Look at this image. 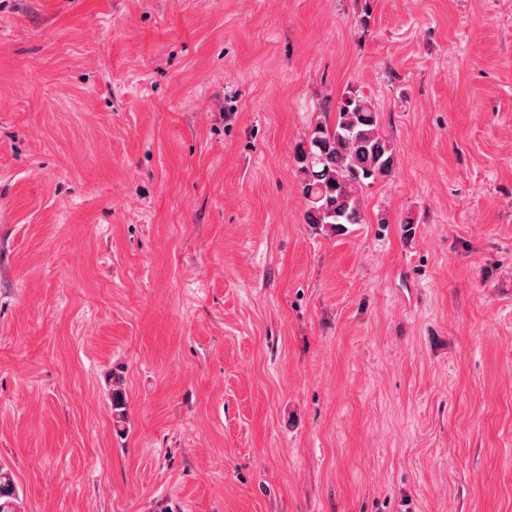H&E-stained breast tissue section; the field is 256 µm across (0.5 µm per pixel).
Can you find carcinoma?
Segmentation results:
<instances>
[{
  "label": "carcinoma",
  "instance_id": "carcinoma-1",
  "mask_svg": "<svg viewBox=\"0 0 512 512\" xmlns=\"http://www.w3.org/2000/svg\"><path fill=\"white\" fill-rule=\"evenodd\" d=\"M298 153L297 175L305 200V219L336 233L364 221L363 188L387 177L396 155L380 130V115L371 100L349 95L335 116L325 113ZM111 404L117 422L125 419L123 379L112 376ZM18 492L11 472L0 467V512H17Z\"/></svg>",
  "mask_w": 512,
  "mask_h": 512
}]
</instances>
